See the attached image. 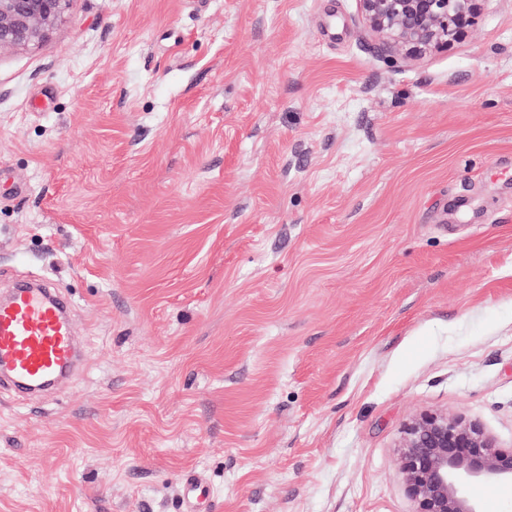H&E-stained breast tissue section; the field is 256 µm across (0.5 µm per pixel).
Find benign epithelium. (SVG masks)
I'll list each match as a JSON object with an SVG mask.
<instances>
[{"label":"benign epithelium","instance_id":"benign-epithelium-1","mask_svg":"<svg viewBox=\"0 0 512 512\" xmlns=\"http://www.w3.org/2000/svg\"><path fill=\"white\" fill-rule=\"evenodd\" d=\"M70 0H0V50L40 43ZM482 0H359L376 34L409 52L446 46L476 20ZM399 470L415 512H483L475 489L512 481V448L473 423L425 413L406 427Z\"/></svg>","mask_w":512,"mask_h":512}]
</instances>
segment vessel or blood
<instances>
[{
    "label": "vessel or blood",
    "mask_w": 512,
    "mask_h": 512,
    "mask_svg": "<svg viewBox=\"0 0 512 512\" xmlns=\"http://www.w3.org/2000/svg\"><path fill=\"white\" fill-rule=\"evenodd\" d=\"M76 356L65 309L45 289L24 286L0 301V380L39 390L63 376Z\"/></svg>",
    "instance_id": "vessel-or-blood-1"
}]
</instances>
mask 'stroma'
Masks as SVG:
<instances>
[{
    "label": "stroma",
    "instance_id": "1",
    "mask_svg": "<svg viewBox=\"0 0 512 512\" xmlns=\"http://www.w3.org/2000/svg\"><path fill=\"white\" fill-rule=\"evenodd\" d=\"M0 512H414L425 412L512 448V0L411 57L358 0H70L0 51ZM77 344L63 305L44 288H17L0 302V377L24 392L63 376Z\"/></svg>",
    "mask_w": 512,
    "mask_h": 512
}]
</instances>
